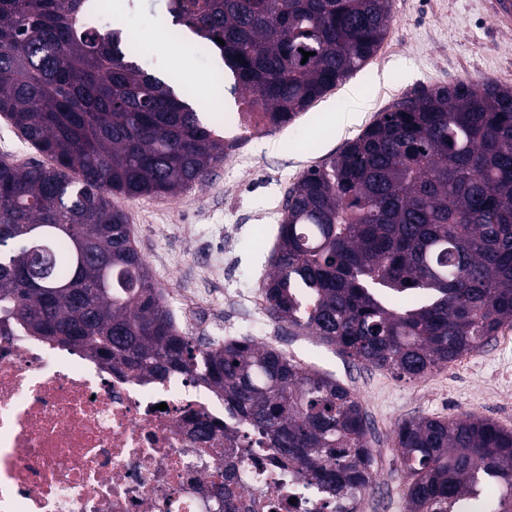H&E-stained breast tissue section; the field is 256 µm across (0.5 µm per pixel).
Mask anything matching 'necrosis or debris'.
Here are the masks:
<instances>
[{"mask_svg": "<svg viewBox=\"0 0 512 512\" xmlns=\"http://www.w3.org/2000/svg\"><path fill=\"white\" fill-rule=\"evenodd\" d=\"M318 512L223 399L21 333L0 336V512Z\"/></svg>", "mask_w": 512, "mask_h": 512, "instance_id": "necrosis-or-debris-1", "label": "necrosis or debris"}]
</instances>
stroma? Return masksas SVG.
Here are the masks:
<instances>
[{
  "label": "stroma",
  "mask_w": 512,
  "mask_h": 512,
  "mask_svg": "<svg viewBox=\"0 0 512 512\" xmlns=\"http://www.w3.org/2000/svg\"><path fill=\"white\" fill-rule=\"evenodd\" d=\"M121 28L139 39L149 72L175 75L208 109L239 111L232 76L216 81L217 51L159 49L171 24L167 0H122ZM496 0H390L391 22L376 54L287 124L262 126L231 145L205 183L176 196L114 202L183 331L192 336H265L297 361L318 364L362 402L374 434V478L365 512H405L404 480L394 445L398 423L418 416L471 414L512 429V328L477 351L425 377L407 380L365 367L306 332L265 319L231 320L228 294L261 288L289 187L304 172L358 137L393 100L423 87L460 81L512 86V28L498 27ZM360 98H353L352 90Z\"/></svg>",
  "instance_id": "35a3bbf8"
}]
</instances>
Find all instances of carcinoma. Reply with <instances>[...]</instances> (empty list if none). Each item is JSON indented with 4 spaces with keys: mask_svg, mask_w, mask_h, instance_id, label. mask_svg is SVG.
<instances>
[{
    "mask_svg": "<svg viewBox=\"0 0 512 512\" xmlns=\"http://www.w3.org/2000/svg\"><path fill=\"white\" fill-rule=\"evenodd\" d=\"M94 0H0V114L51 165L0 159V335L21 330L230 405L334 512H360L374 455L362 403L248 337L189 336L112 197L203 183L231 145ZM219 51L247 112L280 125L363 67L389 0H168ZM221 38L219 44L215 38ZM312 56L303 60L302 52ZM44 281L27 275L33 242ZM267 313L360 364L418 378L512 327V87L458 82L394 100L288 189ZM406 512H512V430L468 415L397 425Z\"/></svg>",
    "mask_w": 512,
    "mask_h": 512,
    "instance_id": "obj_1",
    "label": "carcinoma"
}]
</instances>
